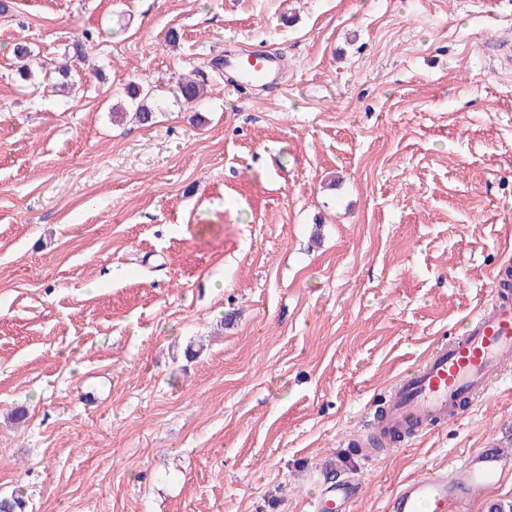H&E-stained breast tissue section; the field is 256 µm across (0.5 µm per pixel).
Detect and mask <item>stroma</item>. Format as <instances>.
Masks as SVG:
<instances>
[{
	"mask_svg": "<svg viewBox=\"0 0 512 512\" xmlns=\"http://www.w3.org/2000/svg\"><path fill=\"white\" fill-rule=\"evenodd\" d=\"M9 3L0 497L310 512L354 477L352 512H386L404 480L512 449L500 392L411 447L350 445L512 266V0ZM228 50L278 56L276 85L218 70ZM132 82L163 98L152 126L110 119Z\"/></svg>",
	"mask_w": 512,
	"mask_h": 512,
	"instance_id": "35a3bbf8",
	"label": "stroma"
}]
</instances>
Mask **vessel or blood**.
Returning <instances> with one entry per match:
<instances>
[{"label":"vessel or blood","mask_w":512,"mask_h":512,"mask_svg":"<svg viewBox=\"0 0 512 512\" xmlns=\"http://www.w3.org/2000/svg\"><path fill=\"white\" fill-rule=\"evenodd\" d=\"M226 67L253 85L273 83L280 60L253 55L250 64L229 56ZM512 361V278L496 273L489 298L468 320L465 331L435 346L416 368L392 386L377 423L385 440L412 445L432 427L456 420L462 402L489 396L494 380L504 379ZM512 479V452L477 448L449 472L428 471L403 483L391 496L388 512H468L475 490ZM361 486L348 479L327 485L314 512H351Z\"/></svg>","instance_id":"b4317fda"}]
</instances>
